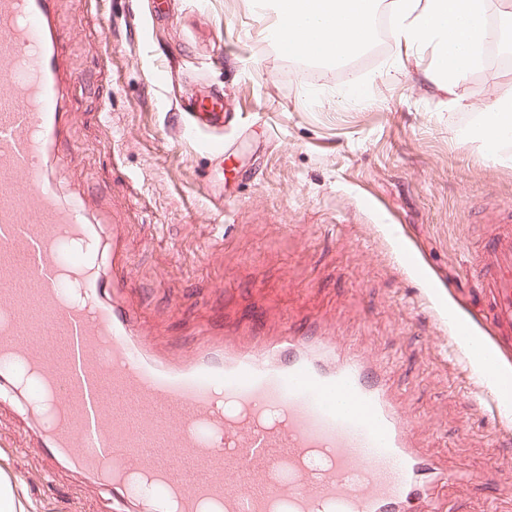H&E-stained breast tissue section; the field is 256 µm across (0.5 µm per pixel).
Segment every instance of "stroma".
I'll return each instance as SVG.
<instances>
[{"instance_id":"35a3bbf8","label":"stroma","mask_w":512,"mask_h":512,"mask_svg":"<svg viewBox=\"0 0 512 512\" xmlns=\"http://www.w3.org/2000/svg\"><path fill=\"white\" fill-rule=\"evenodd\" d=\"M54 2L71 37L61 192L121 224L127 301L155 340L266 305L279 314L268 336L323 318L392 365L424 452L479 478L440 483L436 501L512 512V446L494 442L512 405L493 408L448 345L449 308H474L466 262L512 206V164L474 132L512 67L484 61L464 80L467 108L451 109L421 89L424 60L395 66L389 36L355 68L312 70L268 38L253 0ZM211 90L228 123L188 127L182 101ZM32 399L0 385V471L41 512H112L28 442L18 414Z\"/></svg>"}]
</instances>
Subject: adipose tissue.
Wrapping results in <instances>:
<instances>
[{
  "mask_svg": "<svg viewBox=\"0 0 512 512\" xmlns=\"http://www.w3.org/2000/svg\"><path fill=\"white\" fill-rule=\"evenodd\" d=\"M270 9L276 44L289 56L327 67L340 66L370 47L380 0H258ZM489 0H391L390 32L404 53H429L421 70L425 91L466 105V75L482 62ZM477 134L484 147L502 154L512 146V90L501 93L481 114Z\"/></svg>",
  "mask_w": 512,
  "mask_h": 512,
  "instance_id": "ef3b65f1",
  "label": "adipose tissue"
}]
</instances>
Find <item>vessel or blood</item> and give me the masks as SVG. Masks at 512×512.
I'll return each mask as SVG.
<instances>
[{
	"label": "vessel or blood",
	"mask_w": 512,
	"mask_h": 512,
	"mask_svg": "<svg viewBox=\"0 0 512 512\" xmlns=\"http://www.w3.org/2000/svg\"><path fill=\"white\" fill-rule=\"evenodd\" d=\"M53 0H0V348L24 366L39 403L30 437L63 467L130 501L116 462L167 476L196 512H431L444 476L426 456L389 384L387 366L362 350H338L317 319L275 336L239 325L222 336L163 349L131 314L122 271L103 274L75 242H98L100 226L68 204L55 180L60 159L59 60L70 38L52 21ZM212 128L224 98L188 100ZM469 260L475 316L512 343V208ZM84 303L65 301L68 274ZM58 334L49 350L38 334Z\"/></svg>",
	"instance_id": "1"
}]
</instances>
